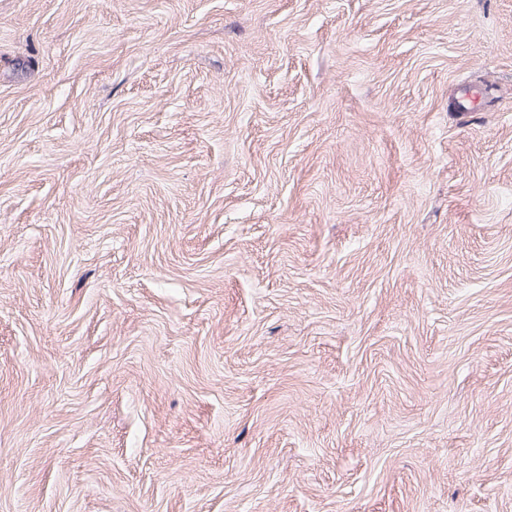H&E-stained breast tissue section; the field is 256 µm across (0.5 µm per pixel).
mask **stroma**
<instances>
[{
    "label": "stroma",
    "mask_w": 512,
    "mask_h": 512,
    "mask_svg": "<svg viewBox=\"0 0 512 512\" xmlns=\"http://www.w3.org/2000/svg\"><path fill=\"white\" fill-rule=\"evenodd\" d=\"M0 512H512V0H0Z\"/></svg>",
    "instance_id": "stroma-1"
}]
</instances>
